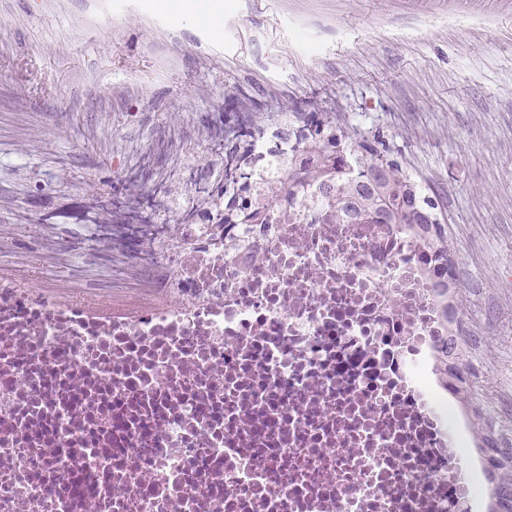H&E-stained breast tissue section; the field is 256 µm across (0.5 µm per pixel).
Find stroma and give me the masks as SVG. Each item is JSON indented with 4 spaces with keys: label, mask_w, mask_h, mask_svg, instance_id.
Returning <instances> with one entry per match:
<instances>
[{
    "label": "stroma",
    "mask_w": 512,
    "mask_h": 512,
    "mask_svg": "<svg viewBox=\"0 0 512 512\" xmlns=\"http://www.w3.org/2000/svg\"><path fill=\"white\" fill-rule=\"evenodd\" d=\"M224 33L167 0H0V278L57 298L148 297L112 274L121 184L224 175L209 117L318 98L380 130L454 245L463 364L485 431L512 433V0H222Z\"/></svg>",
    "instance_id": "stroma-1"
}]
</instances>
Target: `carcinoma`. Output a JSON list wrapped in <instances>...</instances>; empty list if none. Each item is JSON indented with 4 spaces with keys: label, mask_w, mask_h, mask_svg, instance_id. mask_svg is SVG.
Masks as SVG:
<instances>
[{
    "label": "carcinoma",
    "mask_w": 512,
    "mask_h": 512,
    "mask_svg": "<svg viewBox=\"0 0 512 512\" xmlns=\"http://www.w3.org/2000/svg\"><path fill=\"white\" fill-rule=\"evenodd\" d=\"M239 126L259 129L258 120L263 113L252 111V104H240ZM303 116V130L296 138L300 160L288 171L278 190L262 195L261 204L249 205L225 191L218 197L224 213V224L257 223L262 220L261 207H272L280 194L290 192L292 187L320 185L334 191L329 200L330 218L336 222L348 217L342 202L352 203L353 208L369 215L382 207H387L391 222L410 231H420L426 235L427 245L438 263V270L454 280L450 253L453 246L448 239V225L440 222H423V214L435 209L432 200L421 195L408 168L390 157L378 131H363L357 126H339L333 113L324 111L321 103L313 100L308 103V111ZM440 303L443 307L447 330L454 336L457 351H462L467 339L455 335L459 320L453 305L448 303V288L441 289ZM438 355V371L442 381L452 393L467 399L470 385L463 365L448 370V342H443ZM500 458L491 463L488 470L492 484V496L498 505L497 512H512V448L499 449Z\"/></svg>",
    "instance_id": "carcinoma-1"
}]
</instances>
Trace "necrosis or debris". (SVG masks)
Masks as SVG:
<instances>
[{"label":"necrosis or debris","mask_w":512,"mask_h":512,"mask_svg":"<svg viewBox=\"0 0 512 512\" xmlns=\"http://www.w3.org/2000/svg\"><path fill=\"white\" fill-rule=\"evenodd\" d=\"M276 165L185 183L133 259L166 302L51 300L0 280V512H474L486 459L447 415L435 258L323 191L223 227L200 201Z\"/></svg>","instance_id":"necrosis-or-debris-1"}]
</instances>
